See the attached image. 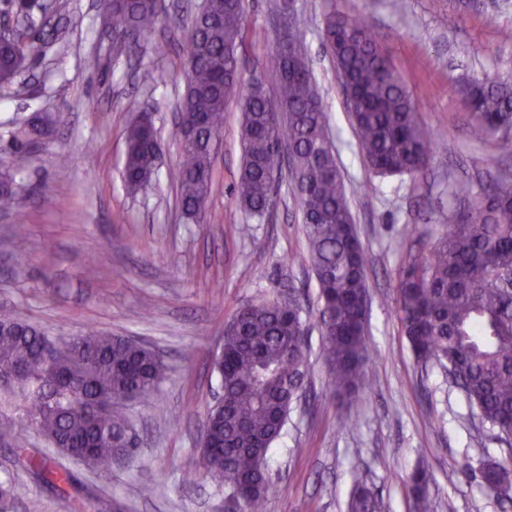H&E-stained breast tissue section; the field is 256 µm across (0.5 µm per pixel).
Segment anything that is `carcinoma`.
I'll return each instance as SVG.
<instances>
[{"mask_svg": "<svg viewBox=\"0 0 512 512\" xmlns=\"http://www.w3.org/2000/svg\"><path fill=\"white\" fill-rule=\"evenodd\" d=\"M112 38L128 49L151 31L165 6L158 0H106ZM244 0H207L191 19L184 46L187 87L180 103L194 134L181 144L179 203L200 216L212 186L215 132L224 108L236 101L242 112L244 157L234 195L251 218H266L277 204L272 168L288 144V175L302 215L307 258L318 287L321 354L328 386L343 400L366 377L369 297L366 255L358 236L328 115L312 82L303 52L299 17L280 31L279 61L262 78H241L238 48L245 38ZM325 42L346 93L354 131L368 166L380 176H413L436 154L438 143L421 124L399 73L373 36L368 21L333 12L326 17ZM23 51L0 40V77L24 67ZM275 92L270 99L266 87ZM471 139L512 142V86L488 80L464 89ZM145 104L125 138L123 179L130 192L154 173L158 131ZM477 193L469 179L449 184L459 205L453 220L428 253L401 260L395 296L400 326L417 362L450 369L481 418L512 435V174L487 172ZM309 364L303 309L290 298H259L240 307L224 325V358L214 356L224 404L206 411L202 426L203 466L224 484L246 494L247 512H264L273 482L267 457L303 389ZM160 355L143 342L89 330L53 338L42 329L0 317V389L20 388L27 416L61 455L93 473L112 471L126 444L129 402L162 380ZM100 394L112 409L96 410L84 398ZM0 442L25 447L21 432L0 426ZM510 461L480 470L496 489ZM429 474L423 467L408 478L413 512H428ZM351 512H378L366 478H354Z\"/></svg>", "mask_w": 512, "mask_h": 512, "instance_id": "carcinoma-1", "label": "carcinoma"}]
</instances>
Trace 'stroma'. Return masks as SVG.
Listing matches in <instances>:
<instances>
[{"mask_svg":"<svg viewBox=\"0 0 512 512\" xmlns=\"http://www.w3.org/2000/svg\"><path fill=\"white\" fill-rule=\"evenodd\" d=\"M202 0H165L156 28L134 50L103 31L105 0H53L48 14L10 20L39 51L0 88V181L15 194L0 211V314L53 337L86 329L126 336L156 349L165 378L130 404L140 447L132 461L93 475L65 461L69 482L49 484L34 461L47 447L29 424L21 392L0 406V424L23 427L25 451L0 444V482L13 485L12 512H228L230 489L202 467L200 432L219 380L212 371L224 322L257 299L294 296L308 310L310 368L306 401L290 413L268 469L275 488L266 512H348L355 474L366 475L380 512H411L407 477L418 463L431 474L429 512H512V500L481 478L449 479L462 463L512 457V444L436 365L421 367L393 307L407 251L425 253L457 209L449 183L482 185L499 159L512 169V146L475 143L459 92L475 79L512 84V0H294L303 19L312 77L329 116L351 211L367 254L370 360L351 402L356 429L339 425L340 403L327 387L315 278L301 215L281 183L269 219L239 208L233 187L242 157L240 107L224 109L213 185L197 221L177 203L178 102L186 87L182 27ZM284 0H245L244 81L274 65L277 9ZM365 15L385 55L410 90L423 126L443 144L427 170L380 178L366 166L323 29L327 14ZM167 79L149 88L145 69ZM152 104L164 142L154 175L137 193L122 180L125 134L134 111ZM37 126L38 142L15 154L13 133ZM26 225L18 237L17 225ZM53 251H45V241Z\"/></svg>","mask_w":512,"mask_h":512,"instance_id":"35a3bbf8","label":"stroma"}]
</instances>
